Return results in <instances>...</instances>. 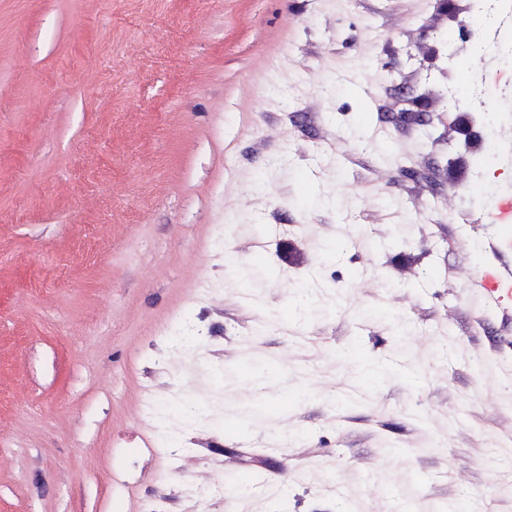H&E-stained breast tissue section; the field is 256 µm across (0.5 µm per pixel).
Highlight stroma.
I'll return each mask as SVG.
<instances>
[{
  "label": "stroma",
  "mask_w": 512,
  "mask_h": 512,
  "mask_svg": "<svg viewBox=\"0 0 512 512\" xmlns=\"http://www.w3.org/2000/svg\"><path fill=\"white\" fill-rule=\"evenodd\" d=\"M463 5L0 0V512H512V298L473 291L512 111L469 186Z\"/></svg>",
  "instance_id": "obj_1"
}]
</instances>
